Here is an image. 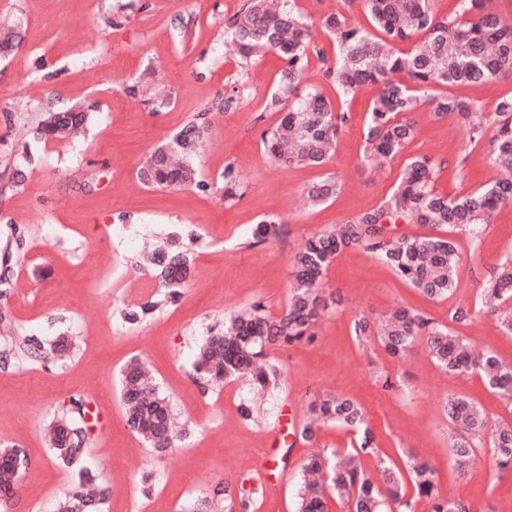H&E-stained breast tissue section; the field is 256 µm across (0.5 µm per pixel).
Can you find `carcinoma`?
<instances>
[{"label": "carcinoma", "instance_id": "cac0c4a2", "mask_svg": "<svg viewBox=\"0 0 512 512\" xmlns=\"http://www.w3.org/2000/svg\"><path fill=\"white\" fill-rule=\"evenodd\" d=\"M373 28L351 23L342 14H329L322 26L336 44V65L327 76L344 97L369 86L377 88L365 122L367 148L364 162L378 166L411 144L416 134L415 112L421 100L428 101L437 117L454 116L467 129L473 144L488 141L492 167L510 174L452 199L436 188L441 166L425 155L408 158L404 173L392 194L377 208L365 212L334 231L310 236L294 256V284L288 306L271 319L263 305L255 304L241 315L224 322V331L210 337L199 349L196 369L220 383L246 375L260 392L275 387L277 370L265 361L270 345H292L312 339V328L324 309L339 305L325 300L322 280L339 252L361 247L431 299L448 297L457 288L458 253L450 236H392L387 227L403 221L469 233L477 239L491 223L496 210L512 200V97L500 100L488 118L477 105L457 97L430 95L435 86L479 85L500 75L512 74V26L490 6V0H458L453 15L434 11L432 0H365ZM226 34L245 62L267 52L284 62L279 88L265 103V111L281 117L262 134L266 152L282 163L320 166L334 148L338 122L345 115L317 91L298 94L302 75L309 63L310 26L297 0H246L227 21ZM23 39L20 23L0 27V58L16 51ZM413 42L407 51L399 45ZM92 107L74 104L45 110L36 138H63L86 129L92 122ZM206 125L192 120L166 144L156 148L139 169L141 180L155 188L185 186L194 181L192 158L206 136ZM337 183L328 178L307 189L308 198L322 204L336 194ZM279 234L275 221L258 224L252 235L261 243ZM151 264L169 288L177 287L188 275V254L170 244L159 247ZM481 293L500 304H512V258L502 262L487 279ZM359 338L377 336L392 356L405 353L423 338L434 364L450 376L477 372L487 388L512 405V365L495 353L474 355L467 340L446 324L437 323L420 311L400 308L374 325L365 317L354 321ZM69 349L59 337L50 345L28 337L11 338V350L32 360ZM120 399L126 426L162 453L171 447L172 413L168 400L145 377L138 359L121 370ZM448 419L458 428L450 452L456 467L464 469L474 460L475 441L490 439L496 466L512 468V426L490 427L480 406L467 397L448 398ZM335 422L361 435L359 447L334 462L312 454L302 468L296 512H328L329 501L344 503L348 512H407L406 487L430 503L431 512H469L461 502L441 497L434 471L424 460L408 457L409 480L398 467L379 459L382 482L367 477L361 456L375 452V433L363 408L341 395H328L311 404L300 430L306 443L314 441L320 425ZM67 425L76 432L74 448H55L57 459L77 466L85 453L84 429L70 417L53 426ZM73 491L58 502L57 512H100L109 487L82 467ZM20 475L9 462L0 464V492L10 496Z\"/></svg>", "mask_w": 512, "mask_h": 512}]
</instances>
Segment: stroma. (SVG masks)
<instances>
[{
    "instance_id": "35a3bbf8",
    "label": "stroma",
    "mask_w": 512,
    "mask_h": 512,
    "mask_svg": "<svg viewBox=\"0 0 512 512\" xmlns=\"http://www.w3.org/2000/svg\"><path fill=\"white\" fill-rule=\"evenodd\" d=\"M244 0H0V19L20 20L24 41L0 61V335L41 342L65 335L75 349L63 360L12 357L0 367V448L23 449L27 464L15 494L0 512H55L75 473L50 448L48 425L80 400L86 413L84 464L112 489L103 512H295L299 470L311 452L345 451L357 441L347 428L328 426L315 442L299 431L310 402L328 394L358 401L375 432L376 455L363 457L369 476L379 458L404 465L407 456L435 470L440 495L470 512H512V469H498L481 444L466 472L455 467L453 428L445 403L465 396L492 425H512V408L480 376H451L433 363L423 344L399 358L378 340L359 342L356 318L386 316L399 307L448 322L457 308L477 311L475 321L453 325L477 349L512 363V336L479 314L480 284L512 255V202L502 205L480 239L454 232L458 286L442 299L425 297L371 254L341 251L324 280L343 298L324 314L312 342L269 347L280 385L255 398L247 381L218 386L194 369L199 346L224 329L227 316L262 304L279 317L288 303L292 259L302 241L377 208L400 181L407 155L443 162L436 187L448 197L466 194L487 179L488 143L471 146L452 116L429 105L415 112L416 137L406 155L382 170L362 161L365 117L375 91L342 99L326 76L336 49L321 19L342 13L368 24L364 0H298L325 59L310 57L301 87L315 89L347 114L334 155L322 166L279 164L264 151L261 134L279 120L265 111L282 60L273 53L241 66L224 36V21ZM151 74L171 94L155 109L125 88ZM493 113L512 96V75L480 86H439ZM240 96L239 107L214 111L221 96ZM95 105L86 136L40 141L34 132L47 106ZM209 128L193 161L195 183L151 188L137 176L146 157L188 122ZM242 180L239 199H224V168ZM22 170L12 187L4 170ZM333 178L334 197L313 206L305 191ZM277 220V237L249 246L256 224ZM177 241L190 271L170 299L145 260V248ZM148 306L136 323L126 310ZM150 366L180 431L164 454L125 426L118 373L131 358ZM250 406L243 417L241 406ZM270 451L286 461L262 485L258 457ZM230 483L232 499L214 493Z\"/></svg>"
}]
</instances>
